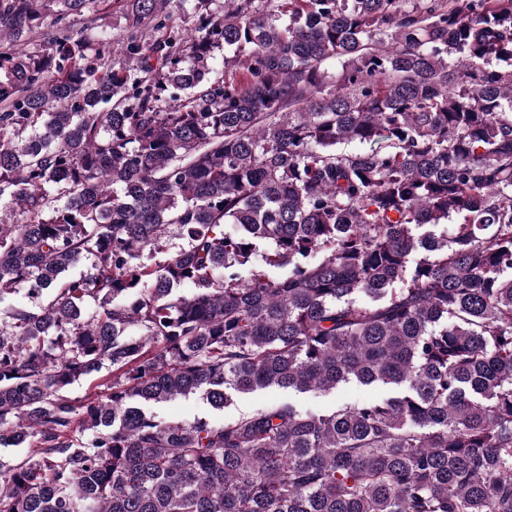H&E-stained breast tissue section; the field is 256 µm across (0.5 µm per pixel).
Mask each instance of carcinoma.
<instances>
[{"label": "carcinoma", "instance_id": "obj_1", "mask_svg": "<svg viewBox=\"0 0 512 512\" xmlns=\"http://www.w3.org/2000/svg\"><path fill=\"white\" fill-rule=\"evenodd\" d=\"M215 2L0 0V512H512V0ZM116 5L111 9L100 11L97 14L85 13L84 15H75L70 17V26L74 32H91L94 34L102 31L114 36L120 34L124 25L123 15ZM113 10V13H112ZM108 371L104 370L91 380L81 381L72 386L70 397L82 401L87 397H100L106 392V382L109 379ZM387 390L378 387H363L348 385L342 387L336 393L330 394H298L283 389L272 388L254 394L241 397L235 407L224 411V418L231 417L238 411H247L263 407L274 400H290L301 411L320 410L336 405L338 400L347 402H362L386 395ZM202 410L203 405L194 397L177 399L157 408L158 414L166 420L190 419Z\"/></svg>", "mask_w": 512, "mask_h": 512}]
</instances>
